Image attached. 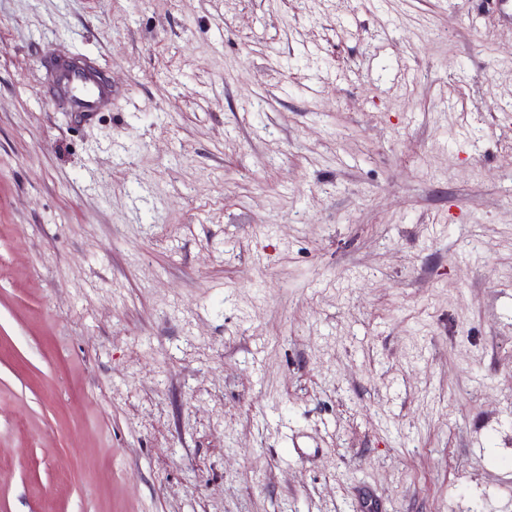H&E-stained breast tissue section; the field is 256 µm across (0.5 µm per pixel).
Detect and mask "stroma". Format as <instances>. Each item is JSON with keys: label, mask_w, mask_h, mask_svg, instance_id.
Wrapping results in <instances>:
<instances>
[{"label": "stroma", "mask_w": 512, "mask_h": 512, "mask_svg": "<svg viewBox=\"0 0 512 512\" xmlns=\"http://www.w3.org/2000/svg\"><path fill=\"white\" fill-rule=\"evenodd\" d=\"M0 512H512V0H0ZM57 88L69 101L73 112H99L109 97V88L92 72L71 67L68 60L56 63Z\"/></svg>", "instance_id": "stroma-1"}]
</instances>
